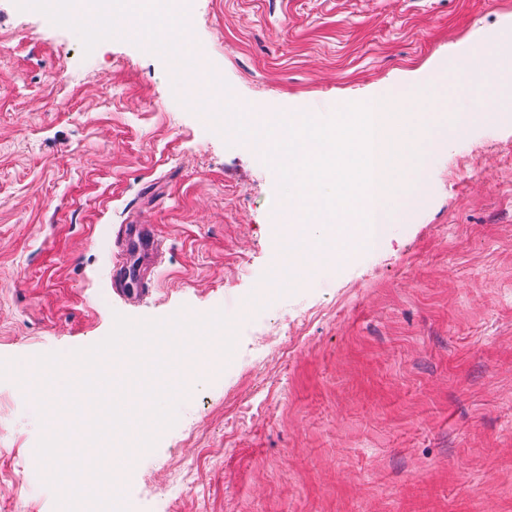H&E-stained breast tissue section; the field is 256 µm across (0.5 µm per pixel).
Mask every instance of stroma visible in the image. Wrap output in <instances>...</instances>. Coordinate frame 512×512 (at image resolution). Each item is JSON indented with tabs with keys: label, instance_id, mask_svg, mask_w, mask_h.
<instances>
[{
	"label": "stroma",
	"instance_id": "1",
	"mask_svg": "<svg viewBox=\"0 0 512 512\" xmlns=\"http://www.w3.org/2000/svg\"><path fill=\"white\" fill-rule=\"evenodd\" d=\"M227 97L280 118L403 93L512 0H185ZM376 248L263 282L286 199L137 37L0 0V362L70 357L115 315L221 311L235 347L114 484L126 512H512V112L425 153ZM146 226L150 290L115 289ZM0 378V512H58L55 431Z\"/></svg>",
	"mask_w": 512,
	"mask_h": 512
}]
</instances>
